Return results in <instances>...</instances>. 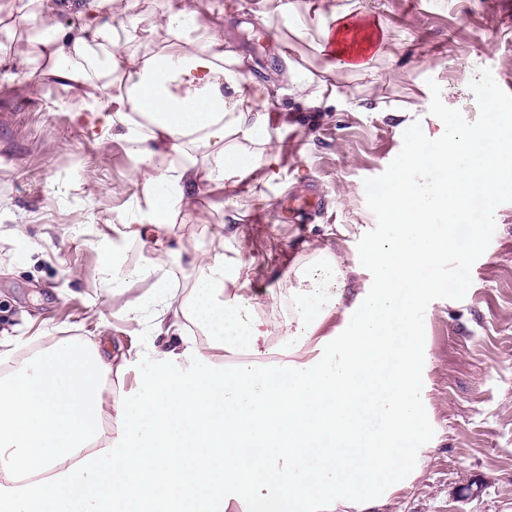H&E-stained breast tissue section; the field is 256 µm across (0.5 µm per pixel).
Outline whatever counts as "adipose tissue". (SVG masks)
Listing matches in <instances>:
<instances>
[{
	"label": "adipose tissue",
	"mask_w": 512,
	"mask_h": 512,
	"mask_svg": "<svg viewBox=\"0 0 512 512\" xmlns=\"http://www.w3.org/2000/svg\"><path fill=\"white\" fill-rule=\"evenodd\" d=\"M37 3L21 19L31 30V56L19 63L25 80L40 76L32 59H51L54 75L80 99L76 118L91 133L131 143L144 199L135 222L155 249L165 246L167 213L200 180L220 189L276 158L265 112L241 109L249 84L238 52L187 2L164 18L165 52L143 63L122 50L117 32L134 18L112 17V0ZM318 30L337 58L334 94L351 97L346 78L366 69L380 28L341 5ZM95 46L105 52L106 68L91 58ZM118 72L129 85L115 87ZM197 134L225 143L222 160L205 173L186 150ZM244 141L262 144L263 153L242 150ZM171 155L176 163H168ZM511 188L512 115L495 113L478 130L449 119L436 134H415L378 196L389 219L364 264L321 251L311 269L283 279L273 300L290 302L292 312L273 322L256 312L259 291L250 285L244 242L229 255L216 246L191 303L163 291L157 328L168 333L189 318L255 360L232 370L155 371L133 401L117 407L126 426L120 449L78 456L99 433V384L112 370L110 356L61 339L28 358L0 377V512H113L118 501L136 512H166L175 502L186 512H336L389 497L417 462L411 444L427 363L419 306L442 286L418 272L473 251L474 240L455 233L471 194ZM365 272L371 288L346 294L348 280ZM337 314L343 320L335 326ZM274 332L285 344L284 383L262 362ZM374 394L383 399L386 426L371 434L362 409ZM32 471L50 477L17 484ZM268 483L277 496L262 495Z\"/></svg>",
	"instance_id": "obj_1"
}]
</instances>
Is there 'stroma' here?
<instances>
[{"mask_svg":"<svg viewBox=\"0 0 512 512\" xmlns=\"http://www.w3.org/2000/svg\"><path fill=\"white\" fill-rule=\"evenodd\" d=\"M179 0H112L122 15L133 6L136 39L125 53L146 61L166 45L165 14ZM357 12L377 20L382 51L370 73L350 74L351 102L333 99V77L320 54V37H299L279 20H262L252 0H194L200 16L221 30L242 58L239 70L260 93H274L268 116L280 141L275 167L213 190L200 184L169 215L168 245L192 244L181 259L155 254L135 235L141 190L126 142L91 137L74 116L75 90L41 63V80L16 85L0 78V374L19 351H40L57 340L108 349L115 371L103 378L104 418L119 432L115 404L133 400L156 368L157 353L179 356L169 372H204L241 363L239 351L217 349L211 362L183 357L193 339L161 336L156 282L191 299L213 252V234L244 227L245 259L255 283L275 286L290 266L308 265L322 248L362 262L386 215L373 185L387 184L409 149L400 113L436 132L452 118L468 128L486 121L479 79L512 85V0H354ZM35 0H0V75L28 48L17 26L35 12ZM312 78L310 91L277 81L286 62ZM316 183L324 208L308 224L275 211L278 195ZM498 220L480 227L468 266L450 267L454 285L429 294L420 339L429 359L422 379L425 427L416 445L421 465L409 486L376 501L367 512H512V190L496 199ZM129 267L148 263L152 277L128 276L124 290L106 289L113 251Z\"/></svg>","mask_w":512,"mask_h":512,"instance_id":"35a3bbf8","label":"stroma"}]
</instances>
